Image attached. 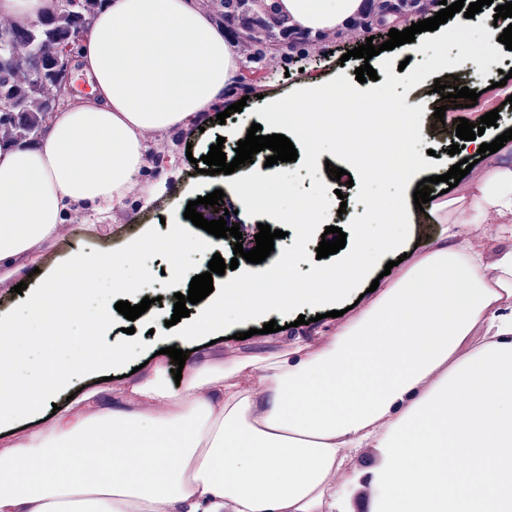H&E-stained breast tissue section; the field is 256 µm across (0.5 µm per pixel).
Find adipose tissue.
Returning a JSON list of instances; mask_svg holds the SVG:
<instances>
[{"label": "adipose tissue", "mask_w": 512, "mask_h": 512, "mask_svg": "<svg viewBox=\"0 0 512 512\" xmlns=\"http://www.w3.org/2000/svg\"><path fill=\"white\" fill-rule=\"evenodd\" d=\"M261 6L312 33L365 11L364 0ZM81 55L91 100L50 115L38 144L0 145V271L48 242L68 203H121L143 134L211 111L240 59L191 0H107ZM276 182L256 162L227 186L271 223L308 229V215L279 208ZM427 209L445 244L399 267L319 347L192 365L176 385L159 361L122 405L86 393L36 424L0 453V512H348L336 475L362 448L381 455L369 512H512V250L491 257L468 237L492 222L512 240V165L489 163L465 195ZM401 220L369 201L338 263L306 280L287 256L247 268L160 342L340 300L368 253L397 244L367 227Z\"/></svg>", "instance_id": "adipose-tissue-1"}]
</instances>
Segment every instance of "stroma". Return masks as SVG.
Here are the masks:
<instances>
[{
	"label": "stroma",
	"mask_w": 512,
	"mask_h": 512,
	"mask_svg": "<svg viewBox=\"0 0 512 512\" xmlns=\"http://www.w3.org/2000/svg\"><path fill=\"white\" fill-rule=\"evenodd\" d=\"M381 32L375 15L369 14L348 28L308 38L296 50L290 51L287 59L275 57L259 64L242 62L235 79L224 91V103L229 106L243 99L252 110L295 89L321 85L340 71L354 73L362 61L347 58V50L368 40L374 45H381ZM502 80L512 87V78L502 79L494 66L490 67L488 75H480L473 69L459 78L458 86L475 89L479 98L475 106L458 113H446V127L456 128L462 117L472 122L479 121L481 116L495 109L499 112V119L496 125L486 128L484 140L493 141L511 129L512 104L504 103L502 96L488 91L489 86ZM239 119V114L234 113L222 123L215 113L209 112L184 126L145 133L142 166L122 203L96 217L90 216L83 205L71 206L51 243L36 247L18 260L9 274L0 273V315L26 301V293L14 291L18 283H26L28 290L35 289L44 276L78 252L119 249L146 230L159 227L160 223L171 224L181 220L188 202L222 188L223 174L197 173L193 161L208 154L211 144L223 135L225 125L236 124ZM316 314V309H305L307 322L300 326L295 325L293 316H277L280 330L269 334L263 333L264 322L258 319L252 323L257 330L256 335L244 340L225 339L214 344L205 338L197 342L195 350L189 351L188 356L199 361L233 357L245 360L274 355L298 341L316 347L321 345L325 336L348 321L344 315L320 320ZM123 371L124 378L109 381L103 380L98 373L73 379L71 385L55 396L54 402L62 408L66 405L67 396L78 391H91L97 405H111L112 401L124 396L137 380L131 366H124Z\"/></svg>",
	"instance_id": "35a3bbf8"
}]
</instances>
